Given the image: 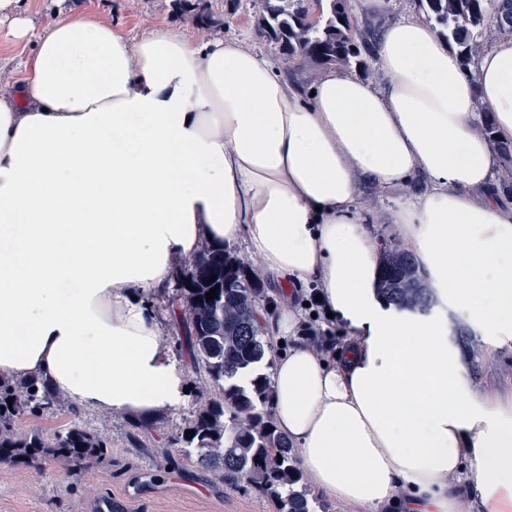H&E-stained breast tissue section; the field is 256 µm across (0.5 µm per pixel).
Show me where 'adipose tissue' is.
<instances>
[{
	"mask_svg": "<svg viewBox=\"0 0 512 512\" xmlns=\"http://www.w3.org/2000/svg\"><path fill=\"white\" fill-rule=\"evenodd\" d=\"M23 5L0 0L15 41ZM362 5L385 85L326 68L305 100L242 40L63 7L34 28L0 88V380L152 422L185 386L143 296L242 240L255 276L315 285L349 333L334 362L306 343L274 360V423L311 484L351 512H488L512 501V402L474 399L443 323L384 308L362 191L424 179L390 222L476 324L512 331V199L478 120L512 141V35L470 73L430 23Z\"/></svg>",
	"mask_w": 512,
	"mask_h": 512,
	"instance_id": "ef3b65f1",
	"label": "adipose tissue"
}]
</instances>
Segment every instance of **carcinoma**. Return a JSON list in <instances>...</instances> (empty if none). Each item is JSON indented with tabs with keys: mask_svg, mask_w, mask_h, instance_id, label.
I'll return each mask as SVG.
<instances>
[{
	"mask_svg": "<svg viewBox=\"0 0 512 512\" xmlns=\"http://www.w3.org/2000/svg\"><path fill=\"white\" fill-rule=\"evenodd\" d=\"M440 34L469 66L484 46L488 22L512 32V0H420ZM255 35L279 47L283 66L301 60L317 67L348 71L364 66L371 33L353 30L348 0H253ZM216 280H210L211 276ZM218 287L217 297L206 293ZM175 288L187 306L190 344L196 370L218 387L216 396L195 411L177 441L181 452L203 468L217 469L231 484L244 482L268 497L277 512H315L316 501L299 487V470L288 438L278 432L271 414L269 368L273 344L263 335L258 308L261 284L250 277L247 263L225 249H206L176 276ZM377 294L385 306L413 313L437 299L418 258L402 244L383 251ZM34 383L19 380L3 385L0 396V461H36L52 456L78 465L104 454L96 433L73 426L51 441L39 433L18 434L11 415L50 396L30 391ZM13 403H8L7 399ZM194 435H189V432Z\"/></svg>",
	"mask_w": 512,
	"mask_h": 512,
	"instance_id": "carcinoma-1",
	"label": "carcinoma"
}]
</instances>
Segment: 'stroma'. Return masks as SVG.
Masks as SVG:
<instances>
[{
    "mask_svg": "<svg viewBox=\"0 0 512 512\" xmlns=\"http://www.w3.org/2000/svg\"><path fill=\"white\" fill-rule=\"evenodd\" d=\"M70 6L111 18L113 26L130 36L142 35L152 26L166 23L194 38H205V29L193 21L197 0H67ZM227 38L251 44L272 63H279L275 43L256 37L251 0H207ZM370 209L381 215L374 224L377 245L399 240L397 225L384 217L404 201L393 192L364 190ZM165 305L155 311L162 320L163 344L180 370L187 393L176 408L159 413L143 424L119 412L75 408L64 395H56L51 409L22 411L13 421L15 431L53 437L76 425L102 436L103 456L79 466L45 457L0 462V512H96V504L111 500L112 512H276L274 502L250 485L233 488L213 471L199 466L181 452L176 438L192 420L200 401L214 389L195 370L189 335L183 317L168 318L166 304L178 303L174 286L164 290ZM434 320L447 323L448 344L457 347V325L471 334L473 355H461L476 399L512 398V335L491 336L481 331L448 299H441ZM146 487L138 497L128 489L136 478Z\"/></svg>",
    "mask_w": 512,
    "mask_h": 512,
    "instance_id": "35a3bbf8",
    "label": "stroma"
}]
</instances>
